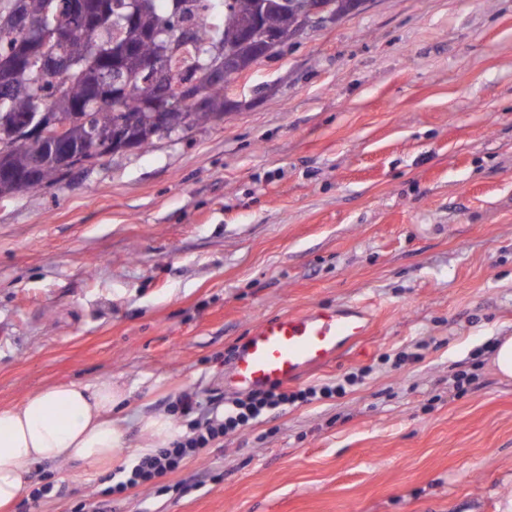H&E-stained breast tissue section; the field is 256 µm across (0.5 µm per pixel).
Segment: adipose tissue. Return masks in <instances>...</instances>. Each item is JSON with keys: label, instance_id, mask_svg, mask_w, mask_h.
Wrapping results in <instances>:
<instances>
[{"label": "adipose tissue", "instance_id": "obj_1", "mask_svg": "<svg viewBox=\"0 0 512 512\" xmlns=\"http://www.w3.org/2000/svg\"><path fill=\"white\" fill-rule=\"evenodd\" d=\"M129 397L111 380L57 384L0 409V512L25 492L36 465L109 461L126 446L114 413Z\"/></svg>", "mask_w": 512, "mask_h": 512}]
</instances>
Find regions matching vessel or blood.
<instances>
[{
    "instance_id": "1",
    "label": "vessel or blood",
    "mask_w": 512,
    "mask_h": 512,
    "mask_svg": "<svg viewBox=\"0 0 512 512\" xmlns=\"http://www.w3.org/2000/svg\"><path fill=\"white\" fill-rule=\"evenodd\" d=\"M370 327L363 311L344 308L316 307L261 319L235 357L230 383L243 391L289 385L307 371L335 361L367 336Z\"/></svg>"
}]
</instances>
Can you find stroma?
Here are the masks:
<instances>
[{
    "label": "stroma",
    "mask_w": 512,
    "mask_h": 512,
    "mask_svg": "<svg viewBox=\"0 0 512 512\" xmlns=\"http://www.w3.org/2000/svg\"><path fill=\"white\" fill-rule=\"evenodd\" d=\"M223 122L0 201V408L114 380L206 405L260 319L357 306L298 388L361 381L102 497L137 455L37 466L32 512H512V0H363L253 66ZM493 362L502 377L512 378V336L500 337Z\"/></svg>",
    "instance_id": "obj_1"
}]
</instances>
